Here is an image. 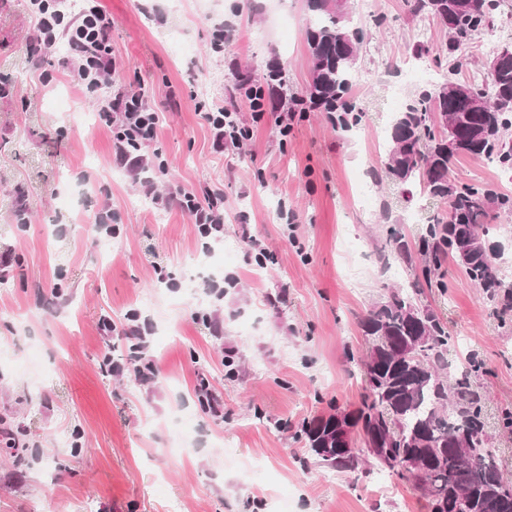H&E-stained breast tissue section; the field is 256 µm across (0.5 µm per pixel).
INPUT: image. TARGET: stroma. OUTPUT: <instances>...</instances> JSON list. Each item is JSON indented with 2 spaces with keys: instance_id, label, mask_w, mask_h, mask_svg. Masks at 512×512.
Listing matches in <instances>:
<instances>
[{
  "instance_id": "stroma-1",
  "label": "stroma",
  "mask_w": 512,
  "mask_h": 512,
  "mask_svg": "<svg viewBox=\"0 0 512 512\" xmlns=\"http://www.w3.org/2000/svg\"><path fill=\"white\" fill-rule=\"evenodd\" d=\"M112 17V81L82 93L40 51L30 0H0V512H427L387 472L316 465L304 421L357 407L366 392L362 314L407 283L387 259L391 229L417 241L443 203L384 173L392 121L441 74L414 59L445 41L419 38L404 0H345L363 40L352 94L362 118L342 127L295 112L312 62L306 0H101ZM282 71L287 101L253 122L238 78ZM142 90L160 114L168 163L152 186L113 160L104 99ZM234 102L253 136L213 145L201 118ZM292 131L281 136V123ZM224 197V237L205 242L167 204L174 187ZM109 207L113 235L96 231ZM293 211L285 223L280 207ZM423 300L457 344L485 362L495 459L512 478V312L466 279ZM169 281H160V274ZM141 315L152 329L104 336ZM111 356L119 373L100 368Z\"/></svg>"
}]
</instances>
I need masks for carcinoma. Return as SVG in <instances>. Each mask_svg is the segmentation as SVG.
I'll use <instances>...</instances> for the list:
<instances>
[{
	"instance_id": "1",
	"label": "carcinoma",
	"mask_w": 512,
	"mask_h": 512,
	"mask_svg": "<svg viewBox=\"0 0 512 512\" xmlns=\"http://www.w3.org/2000/svg\"><path fill=\"white\" fill-rule=\"evenodd\" d=\"M414 17L441 19L448 41L433 56L436 66L453 71L476 35L494 27L500 0H406ZM311 12L306 39L312 57L309 96L327 112L351 114L352 72L362 37L346 24L339 0H307ZM498 68L487 74L489 90L481 111L454 90V83L422 90L394 118L384 169L400 183H415L446 209L418 246L397 229L390 232L391 252L407 264L408 286L388 289L383 301L360 320L368 343L361 362L366 395L356 410L344 414L357 431L356 447H336L335 414L302 426L300 437L315 461L327 468L364 472L386 470L422 490L429 512H457L458 496H467L469 512H512V491L489 446L484 402L472 385L482 362L474 354L460 368L448 352L455 337L443 320L422 303L420 280L445 258H455L470 283L491 302L512 304V282L500 258L488 259L485 220L497 208L512 212V198L486 183L452 177L458 156L484 158L512 171V45L502 47ZM420 264H415L413 254Z\"/></svg>"
}]
</instances>
